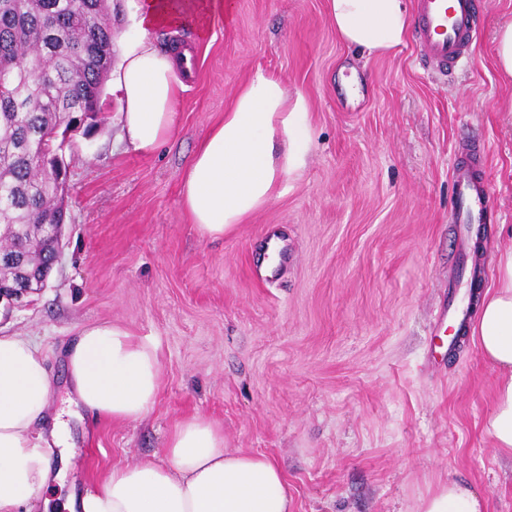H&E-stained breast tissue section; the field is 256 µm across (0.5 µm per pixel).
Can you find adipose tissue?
<instances>
[{"label": "adipose tissue", "instance_id": "obj_1", "mask_svg": "<svg viewBox=\"0 0 512 512\" xmlns=\"http://www.w3.org/2000/svg\"><path fill=\"white\" fill-rule=\"evenodd\" d=\"M328 12L341 42L370 53L398 49L410 30L406 0H329ZM234 13V0H134L135 32L111 74L133 150L154 152L172 136L174 105L191 69L190 52L161 45L157 33L185 28L206 41ZM310 143L305 96L255 70L184 171L180 193L190 223L201 237H223L287 191L306 165ZM471 336L500 375L484 430L499 453L512 456V248L499 254L494 284L476 302ZM66 383L74 404L90 416L141 421L161 389L159 345L119 325L85 327L67 351ZM53 386L30 340L0 334V512H32L41 492L65 475L68 460L55 449L68 428L52 408ZM166 456L163 464L113 468L96 489H69L62 512H292L281 465L263 453L225 448L223 428L205 416L174 425ZM488 509L485 494L455 479L437 482L415 505V512Z\"/></svg>", "mask_w": 512, "mask_h": 512}]
</instances>
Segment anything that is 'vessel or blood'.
Segmentation results:
<instances>
[{"mask_svg": "<svg viewBox=\"0 0 512 512\" xmlns=\"http://www.w3.org/2000/svg\"><path fill=\"white\" fill-rule=\"evenodd\" d=\"M416 41L425 63L446 72L466 56L476 34L477 0H416ZM455 224L484 223L488 200L473 169L458 171L454 179Z\"/></svg>", "mask_w": 512, "mask_h": 512, "instance_id": "1", "label": "vessel or blood"}]
</instances>
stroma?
Listing matches in <instances>:
<instances>
[{
  "instance_id": "1",
  "label": "stroma",
  "mask_w": 512,
  "mask_h": 512,
  "mask_svg": "<svg viewBox=\"0 0 512 512\" xmlns=\"http://www.w3.org/2000/svg\"><path fill=\"white\" fill-rule=\"evenodd\" d=\"M235 3L211 42L169 34L195 68L155 152L122 140L111 92L69 134L62 256L0 332L39 347L59 406L66 349L93 324L156 340L163 384L142 421L70 417L73 467L50 498L164 461L173 425L199 414L225 447L278 461L293 512H413L448 478L512 512V458L482 429L498 375L468 332L431 334L448 302H467L473 269L487 288L512 247V82L493 41L512 0H479L470 56L445 76L412 35L387 55L347 47L328 0ZM259 68L307 97L309 162L281 197L205 239L182 208V176ZM474 153L489 214L461 248L452 173Z\"/></svg>"
}]
</instances>
